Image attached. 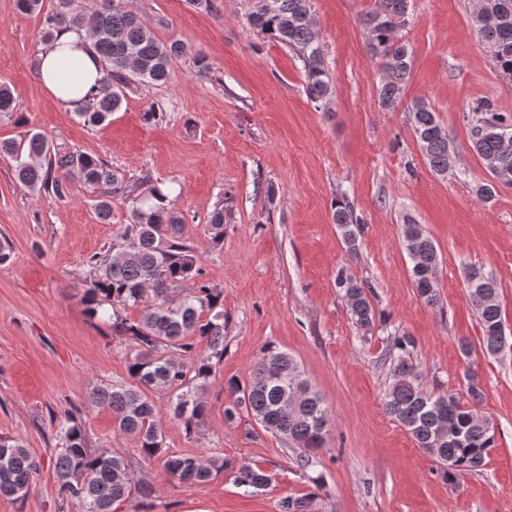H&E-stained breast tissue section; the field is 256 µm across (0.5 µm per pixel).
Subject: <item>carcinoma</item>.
Masks as SVG:
<instances>
[{"mask_svg": "<svg viewBox=\"0 0 512 512\" xmlns=\"http://www.w3.org/2000/svg\"><path fill=\"white\" fill-rule=\"evenodd\" d=\"M410 0H376L373 10L359 23L368 35V51L380 62L383 79L379 87L382 107H395L403 98L411 74L406 44L398 38L407 21ZM474 29L491 54L494 66L512 80V0H481ZM80 22L90 32L94 47L107 65L109 77L93 95L89 106L77 113L86 126L110 120L121 108L125 89L133 84L158 85L172 79V62L186 54L180 39L159 41L153 31L121 0H56L43 24V39L50 40L63 26ZM247 23L265 37L284 44L304 62L307 96L327 107L331 83L314 30L310 0H252ZM12 91L0 85V121L14 117ZM478 115L470 128L479 157L492 164V180L477 185L476 195L491 201L497 186H512V142L501 129L512 130V117L497 112L484 100L473 108ZM415 138L437 174L448 172V134L436 112L424 101L411 106ZM0 156L10 160L16 181L33 192L44 191L57 200L71 196L83 185L91 190L96 216L112 218V201L129 203L127 222L117 225L112 246L89 258L95 270L91 287L82 302L92 319L133 340L135 353L128 359L129 381L94 386L89 400L112 411L117 432L133 437L144 459L164 452L162 412L151 396L167 392L168 415L193 437L203 425L207 406L198 396L224 360V290L203 280L196 250L185 242V219L173 206L171 193L155 184L144 192L103 158L75 147L49 141L28 129L0 141ZM338 224L348 252L357 250L360 222L345 199L334 202ZM204 232L215 245L224 241V207L215 208ZM402 238L411 263L415 288L428 304L439 300L436 273L441 259L432 238L411 220L402 224ZM336 287L346 301L352 322L364 332L376 323L371 286L343 269ZM468 297L480 319L483 348L493 355L505 345L498 281L473 269L467 275ZM137 308L132 320L125 311ZM207 349L197 351V342ZM412 339L405 334L387 337L392 381L384 397V410L406 428L418 447L435 454L445 466L443 476L479 470L492 448L496 432L490 422L454 393L430 394L418 384V365L410 358ZM224 420L238 422L251 417L261 428L302 448L324 446L329 412L312 389L296 361L269 345L261 353L249 380L230 379ZM62 444L55 458V472L62 498L78 512H112L113 505L128 496L132 483L125 460L108 446L91 450L86 433L72 413L58 420ZM167 473L181 484L204 483L224 471L228 462L220 456L168 455ZM40 471V461L23 441L0 437V495H27ZM273 475L243 464L236 482L255 493L268 487Z\"/></svg>", "mask_w": 512, "mask_h": 512, "instance_id": "carcinoma-1", "label": "carcinoma"}]
</instances>
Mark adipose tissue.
I'll use <instances>...</instances> for the list:
<instances>
[{"instance_id": "adipose-tissue-1", "label": "adipose tissue", "mask_w": 512, "mask_h": 512, "mask_svg": "<svg viewBox=\"0 0 512 512\" xmlns=\"http://www.w3.org/2000/svg\"><path fill=\"white\" fill-rule=\"evenodd\" d=\"M35 66L44 90L73 112L84 109L108 77L92 39L75 25L57 33L39 52Z\"/></svg>"}]
</instances>
